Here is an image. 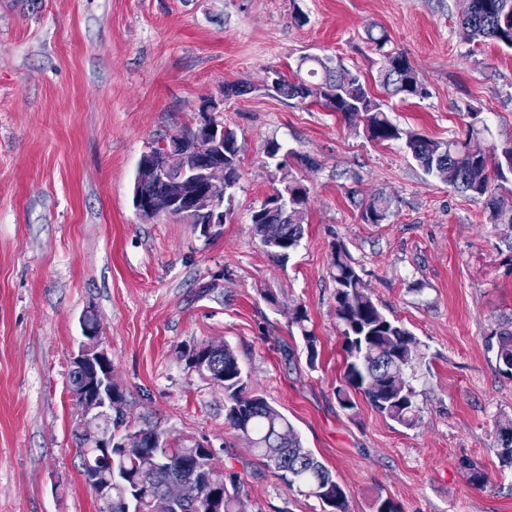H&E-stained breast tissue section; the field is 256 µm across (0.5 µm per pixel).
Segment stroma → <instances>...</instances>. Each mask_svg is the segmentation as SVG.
<instances>
[{
  "label": "stroma",
  "mask_w": 512,
  "mask_h": 512,
  "mask_svg": "<svg viewBox=\"0 0 512 512\" xmlns=\"http://www.w3.org/2000/svg\"><path fill=\"white\" fill-rule=\"evenodd\" d=\"M372 30L416 66L427 98L388 96ZM306 55L359 69L403 129L460 136L473 106L486 143L512 144V49L466 42L456 0H41L33 11L0 0V512L100 510L69 393L89 309L131 427L209 445L245 476L244 512L326 509L286 490L225 426L222 385L183 357L203 342L233 348L252 388L343 483L350 512H375L380 497L401 512H512V469L494 430L512 418V375L497 357L512 328V229L427 176L403 142L370 141L339 114L266 90L269 71L290 73ZM242 82L249 93L225 96ZM210 100L240 149L224 223L206 235L170 216L142 221L131 203L141 156L195 126ZM286 174L303 180L309 204L281 266L251 215ZM379 191L393 197L392 214L363 223L360 207ZM336 242L416 339L413 428L364 397L353 410L336 400ZM299 306L302 329L290 322ZM306 329L317 338L312 364ZM470 462L489 485L471 484Z\"/></svg>",
  "instance_id": "obj_1"
}]
</instances>
